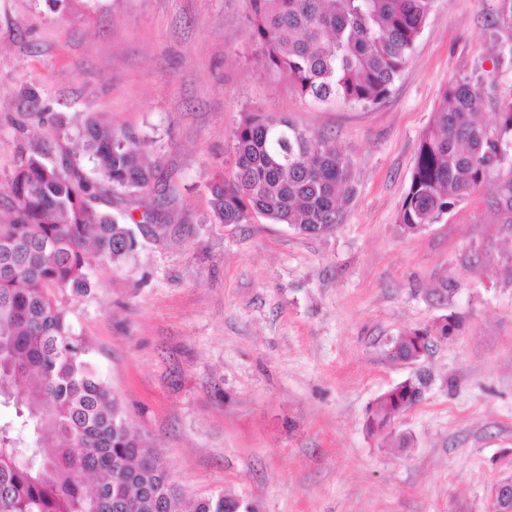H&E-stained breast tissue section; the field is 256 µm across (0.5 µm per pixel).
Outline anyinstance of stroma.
Instances as JSON below:
<instances>
[{
  "mask_svg": "<svg viewBox=\"0 0 512 512\" xmlns=\"http://www.w3.org/2000/svg\"><path fill=\"white\" fill-rule=\"evenodd\" d=\"M500 0H434L380 104H318L267 71L245 0H0V186L42 148L88 177V117L138 136L148 192L105 188L98 209L165 225L124 262H98L88 295L62 293L74 329L190 496L257 512H489L512 477V226L492 186L417 232L398 222L420 139L445 88L495 74ZM286 115L352 163L333 232L210 223L244 113ZM459 321L422 366L424 398L382 433L373 401L411 375L391 337Z\"/></svg>",
  "mask_w": 512,
  "mask_h": 512,
  "instance_id": "obj_1",
  "label": "stroma"
}]
</instances>
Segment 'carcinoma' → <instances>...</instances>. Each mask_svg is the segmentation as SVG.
I'll return each mask as SVG.
<instances>
[{
	"mask_svg": "<svg viewBox=\"0 0 512 512\" xmlns=\"http://www.w3.org/2000/svg\"><path fill=\"white\" fill-rule=\"evenodd\" d=\"M246 26L271 73L304 99L371 106L406 68L434 0H245ZM493 110L494 121L487 119ZM83 149L93 180L69 159L48 164L20 154L3 187L10 217L0 221V404L19 424L0 421V512H255L222 491L185 499L147 439L131 431L56 294L83 296L95 262L118 264L137 234L157 226L95 207L103 186L144 192L154 180L145 146L95 120ZM232 173L211 187L212 220L261 218L305 235L341 223L354 192L350 162L289 118L247 113L231 134ZM495 185L498 223L512 224V95L466 77L443 93L422 135L398 222L417 232L486 183ZM413 330L389 341L401 361L448 338ZM411 375L373 402L367 427L385 429L419 402Z\"/></svg>",
	"mask_w": 512,
	"mask_h": 512,
	"instance_id": "carcinoma-1",
	"label": "carcinoma"
}]
</instances>
